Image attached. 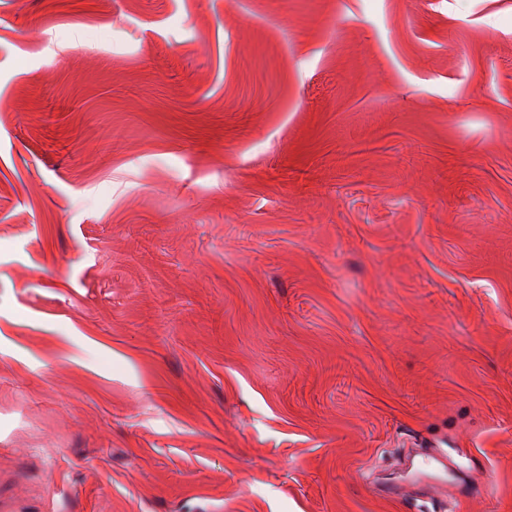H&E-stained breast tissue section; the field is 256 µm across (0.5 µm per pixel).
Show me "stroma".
<instances>
[{
  "label": "stroma",
  "mask_w": 512,
  "mask_h": 512,
  "mask_svg": "<svg viewBox=\"0 0 512 512\" xmlns=\"http://www.w3.org/2000/svg\"><path fill=\"white\" fill-rule=\"evenodd\" d=\"M512 512V0H0V512ZM434 471L428 474L427 471ZM408 480L415 483H426L423 491L427 496L438 497L440 495L447 496L448 489L454 491V508L461 511L463 506V497L465 495L458 492L454 483L448 482V466L441 457L434 453H425L416 468L408 476Z\"/></svg>",
  "instance_id": "stroma-1"
}]
</instances>
